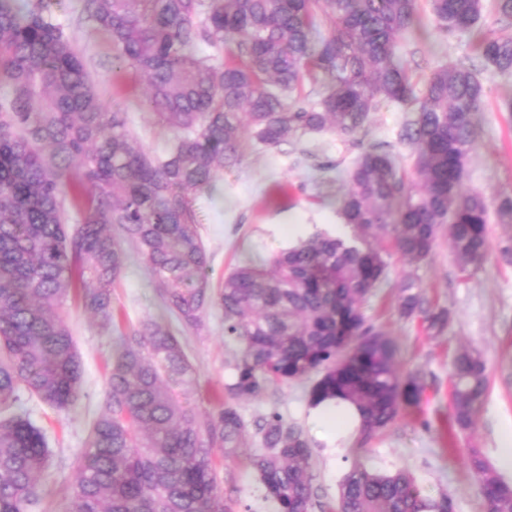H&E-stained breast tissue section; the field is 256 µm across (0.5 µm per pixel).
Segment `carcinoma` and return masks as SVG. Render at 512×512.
Segmentation results:
<instances>
[{
    "instance_id": "carcinoma-1",
    "label": "carcinoma",
    "mask_w": 512,
    "mask_h": 512,
    "mask_svg": "<svg viewBox=\"0 0 512 512\" xmlns=\"http://www.w3.org/2000/svg\"><path fill=\"white\" fill-rule=\"evenodd\" d=\"M430 8L443 33H472L484 70L512 74V34L479 29L482 0H430ZM83 12L118 64L147 76L146 107L171 145L161 157L137 145L127 113L98 93L54 0L23 9L0 0V82L12 88L0 100V512H33L49 463L44 435L16 408L20 393L60 411L78 400L82 367L62 312L72 295L120 339L104 407L63 487L72 512H224L213 451L231 455L252 436L264 500L276 512H310L312 442L276 411L249 434L240 403L311 378L309 405L340 399L358 409L361 448L418 406L420 381L400 374L396 346L363 307L388 279L385 240L417 269L446 225L460 271L488 262L487 199L464 187L486 81L473 66L448 63L416 92L397 46L418 28V0H83ZM306 76L323 83L314 104L292 97ZM382 102L412 112L401 138L415 182L390 153L362 148L339 208L347 233H317L213 285L193 201L240 163L243 138L262 148L325 131L350 138ZM133 253L169 320L123 331L112 290ZM399 307L425 312L413 273L399 285ZM211 308L238 350L217 409L202 415L184 400L197 375L179 336L198 331ZM450 379L454 421L468 429L487 387L480 352L461 350ZM467 464L483 512H512V485L475 448ZM329 512H455V504L423 495L406 469L355 463Z\"/></svg>"
}]
</instances>
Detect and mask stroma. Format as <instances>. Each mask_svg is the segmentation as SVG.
Wrapping results in <instances>:
<instances>
[{
	"instance_id": "1",
	"label": "stroma",
	"mask_w": 512,
	"mask_h": 512,
	"mask_svg": "<svg viewBox=\"0 0 512 512\" xmlns=\"http://www.w3.org/2000/svg\"><path fill=\"white\" fill-rule=\"evenodd\" d=\"M80 7L81 0H58L56 11L70 24L99 94L112 107L128 112L145 152L163 153L169 135L144 107V77L133 67L114 65L112 47L104 35L93 24L76 23ZM419 11V32L414 38L400 40L398 48L415 86H423L439 65L475 63L469 34L443 35L427 4H420ZM488 86L486 109L474 117L476 148L467 165L465 184L483 192L493 206L501 196L512 194V112L499 109L501 101L512 99V76H490ZM406 118L405 105L385 103L372 112L352 142L322 132L273 149L245 144L240 164L225 170L213 190L193 203L211 258L212 279L220 280L240 266L264 264L315 232H335L340 222L337 211L343 176L361 148L382 146L407 178H414L410 148L399 137ZM407 271L399 257H392L387 282L376 289L363 311L397 345L402 372L415 374L422 382L417 408L405 412L361 450L354 444L336 446L312 419L308 382L275 386L267 396L241 404L246 421L274 409L304 428L314 445L316 497L311 512H325L341 477L357 461L378 471L409 470L423 494L450 495L456 512H483L479 483L465 464L470 449H479L494 465L496 475L512 484V470L499 464L500 437L512 431V262L494 254L484 270L464 276L447 233H440L431 260L417 271L426 307L449 314L439 329L428 328L422 315H400L398 285ZM112 303L130 326L148 318H165L152 280L138 260L128 264ZM63 313L82 366L79 399L67 412L27 396L21 400L23 411L49 442V468L40 478L43 512H71L73 508L61 487L73 480L91 426L104 406L106 375L115 351L114 336L98 328L77 300L68 301ZM181 340L198 378L197 390L188 402L199 411L212 409L213 394L222 391L232 377L228 363L237 346L225 338L224 321L214 309L208 311L203 331L184 334ZM465 346L480 350L489 387L473 428L460 431L451 426L449 366L454 354ZM213 462L224 512H273L272 504L262 498L246 449L229 456L215 452Z\"/></svg>"
}]
</instances>
